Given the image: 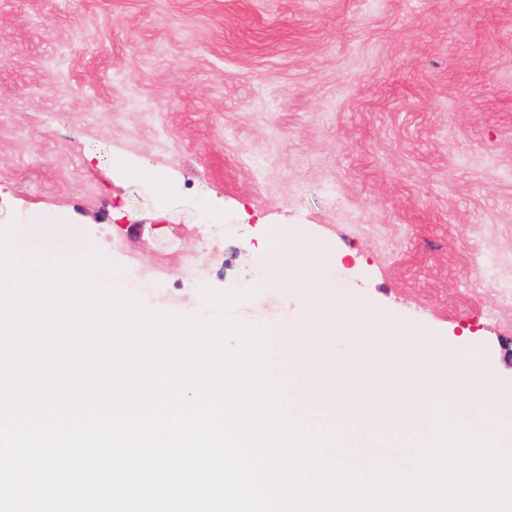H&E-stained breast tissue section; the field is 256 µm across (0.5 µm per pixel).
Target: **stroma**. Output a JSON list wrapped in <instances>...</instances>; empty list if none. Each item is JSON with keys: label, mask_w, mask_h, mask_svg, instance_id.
<instances>
[{"label": "stroma", "mask_w": 512, "mask_h": 512, "mask_svg": "<svg viewBox=\"0 0 512 512\" xmlns=\"http://www.w3.org/2000/svg\"><path fill=\"white\" fill-rule=\"evenodd\" d=\"M48 217L151 309L250 291L279 360L299 233L511 385L512 0H0V224Z\"/></svg>", "instance_id": "35a3bbf8"}]
</instances>
